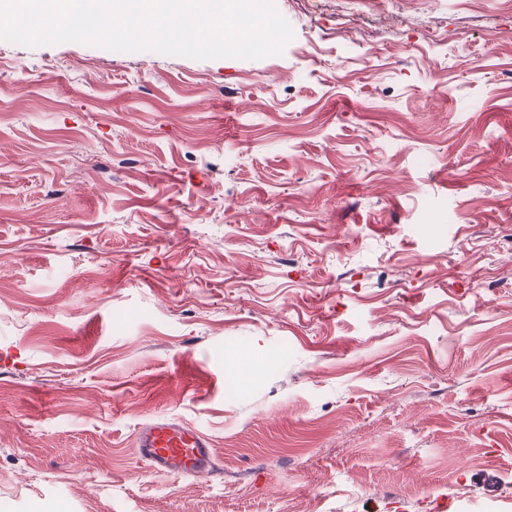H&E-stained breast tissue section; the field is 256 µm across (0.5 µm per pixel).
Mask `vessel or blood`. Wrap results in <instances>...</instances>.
<instances>
[{"mask_svg":"<svg viewBox=\"0 0 512 512\" xmlns=\"http://www.w3.org/2000/svg\"><path fill=\"white\" fill-rule=\"evenodd\" d=\"M137 454L153 472L174 478L215 476L214 450L199 429L172 421H154L136 433Z\"/></svg>","mask_w":512,"mask_h":512,"instance_id":"vessel-or-blood-1","label":"vessel or blood"}]
</instances>
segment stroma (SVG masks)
<instances>
[{
    "label": "stroma",
    "mask_w": 512,
    "mask_h": 512,
    "mask_svg": "<svg viewBox=\"0 0 512 512\" xmlns=\"http://www.w3.org/2000/svg\"><path fill=\"white\" fill-rule=\"evenodd\" d=\"M275 6L255 60L0 41V512H512V0ZM137 454L154 473L180 478L184 475L212 477L214 449L199 429L172 421H154L136 432Z\"/></svg>",
    "instance_id": "stroma-1"
}]
</instances>
